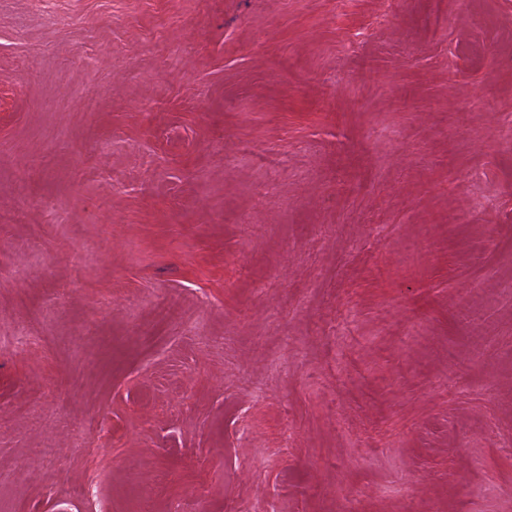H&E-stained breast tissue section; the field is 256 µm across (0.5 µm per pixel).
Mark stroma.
<instances>
[{"instance_id": "obj_1", "label": "stroma", "mask_w": 512, "mask_h": 512, "mask_svg": "<svg viewBox=\"0 0 512 512\" xmlns=\"http://www.w3.org/2000/svg\"><path fill=\"white\" fill-rule=\"evenodd\" d=\"M0 512H512V0H0Z\"/></svg>"}]
</instances>
